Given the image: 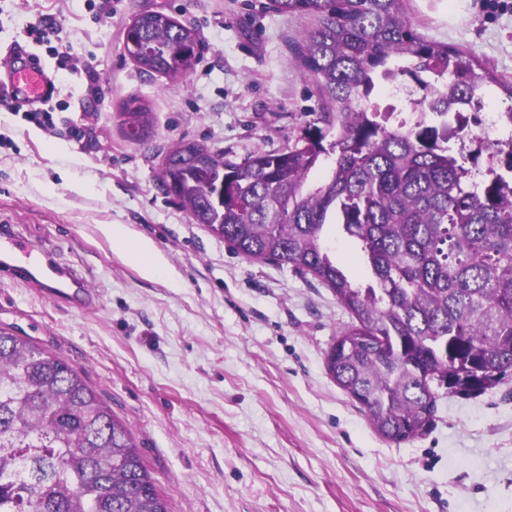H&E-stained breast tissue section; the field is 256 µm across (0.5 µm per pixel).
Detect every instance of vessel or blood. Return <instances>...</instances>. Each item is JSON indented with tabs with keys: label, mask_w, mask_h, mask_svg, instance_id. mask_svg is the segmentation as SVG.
Instances as JSON below:
<instances>
[{
	"label": "vessel or blood",
	"mask_w": 512,
	"mask_h": 512,
	"mask_svg": "<svg viewBox=\"0 0 512 512\" xmlns=\"http://www.w3.org/2000/svg\"><path fill=\"white\" fill-rule=\"evenodd\" d=\"M54 90L43 66L24 59L0 74V105L42 103ZM0 273L26 282L59 303L85 309L92 301L87 281L80 275L62 271L29 240L12 234L0 243Z\"/></svg>",
	"instance_id": "vessel-or-blood-1"
}]
</instances>
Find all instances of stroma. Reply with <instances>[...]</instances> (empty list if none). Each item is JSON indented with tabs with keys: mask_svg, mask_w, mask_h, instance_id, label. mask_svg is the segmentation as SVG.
Instances as JSON below:
<instances>
[{
	"mask_svg": "<svg viewBox=\"0 0 512 512\" xmlns=\"http://www.w3.org/2000/svg\"><path fill=\"white\" fill-rule=\"evenodd\" d=\"M0 0V62L54 21L100 94L66 75L52 104L85 131L53 136L0 108V233L42 247L97 296L76 310L0 276V328L76 367L133 432L169 512H512V371L485 393L441 394L432 430L394 444L328 376L324 355L352 321L331 288L290 265L234 253L157 181L196 141L242 161L294 144L320 101L294 59L308 18L270 0ZM405 0L422 36L473 52L512 81V5ZM162 9L196 30L183 77L141 72L124 48L136 14ZM140 98L155 134L129 142L117 114ZM108 224L151 241L146 277Z\"/></svg>",
	"mask_w": 512,
	"mask_h": 512,
	"instance_id": "stroma-1",
	"label": "stroma"
}]
</instances>
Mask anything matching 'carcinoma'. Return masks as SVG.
Masks as SVG:
<instances>
[{
  "label": "carcinoma",
  "mask_w": 512,
  "mask_h": 512,
  "mask_svg": "<svg viewBox=\"0 0 512 512\" xmlns=\"http://www.w3.org/2000/svg\"><path fill=\"white\" fill-rule=\"evenodd\" d=\"M312 19L295 59L322 103L301 137L242 162L183 141L164 158L162 190L248 260L292 265L331 288L354 321L325 368L386 441L434 424L439 394H475L512 369V156L477 182L465 122L448 98L472 103L499 80L470 52L416 31L403 0H271ZM139 69L177 79L197 60L196 32L142 13L125 33ZM421 91L418 119L393 125L385 81ZM126 138L151 137L152 112L133 97L118 113ZM360 248L355 282L332 258L329 227ZM0 512H167L127 426L76 368L0 328Z\"/></svg>",
  "instance_id": "1"
}]
</instances>
